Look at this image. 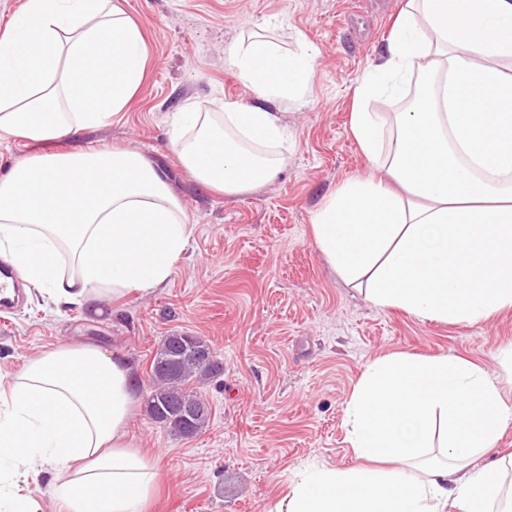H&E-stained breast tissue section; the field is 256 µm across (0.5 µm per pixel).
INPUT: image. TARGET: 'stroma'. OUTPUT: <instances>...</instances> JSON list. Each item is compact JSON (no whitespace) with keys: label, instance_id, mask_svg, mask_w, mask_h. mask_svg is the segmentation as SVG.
I'll list each match as a JSON object with an SVG mask.
<instances>
[{"label":"stroma","instance_id":"stroma-1","mask_svg":"<svg viewBox=\"0 0 512 512\" xmlns=\"http://www.w3.org/2000/svg\"><path fill=\"white\" fill-rule=\"evenodd\" d=\"M146 43L145 78L126 108L105 124L47 144L0 135V175L35 153L128 148L166 173L193 226L170 281L99 311H49L36 291L0 313V379L62 342L123 352L146 391L165 336L207 339L224 365L197 384L211 407L201 433L180 439L136 405L129 430L159 462L162 490L149 512H270L298 468H346L356 459L345 409L366 365L393 353L455 355L502 372L512 344V309L474 324L428 322L379 308L347 285L316 246L311 218L345 180L370 172L349 120L354 90L386 43L403 0H118ZM277 17L286 50L318 56L302 103L287 110L288 164L242 196L200 186L173 150L169 116L189 105L222 111L256 103L225 51L256 24Z\"/></svg>","mask_w":512,"mask_h":512}]
</instances>
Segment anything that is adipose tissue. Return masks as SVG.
<instances>
[{
    "label": "adipose tissue",
    "instance_id": "ef3b65f1",
    "mask_svg": "<svg viewBox=\"0 0 512 512\" xmlns=\"http://www.w3.org/2000/svg\"><path fill=\"white\" fill-rule=\"evenodd\" d=\"M146 45L114 0H25L0 31V133L48 143L96 128L140 86ZM315 51L253 34L225 52L255 106L171 115L198 183L227 196L272 181ZM400 103L370 111L371 101ZM350 132L374 167L312 217L314 241L381 308L474 323L512 309V0H406L354 91ZM165 172L123 148L35 154L0 177V255L54 309L94 308L167 283L190 246ZM126 357L61 344L0 384V512H36L54 477L60 512H146L156 460L128 431ZM512 423L501 383L455 356L369 363L345 413L359 465L299 471L273 512H512V455L477 466ZM31 488L33 490V496L40 505L39 512H59L57 503L52 495L50 477L48 475L43 474L38 482L33 484Z\"/></svg>",
    "mask_w": 512,
    "mask_h": 512
}]
</instances>
